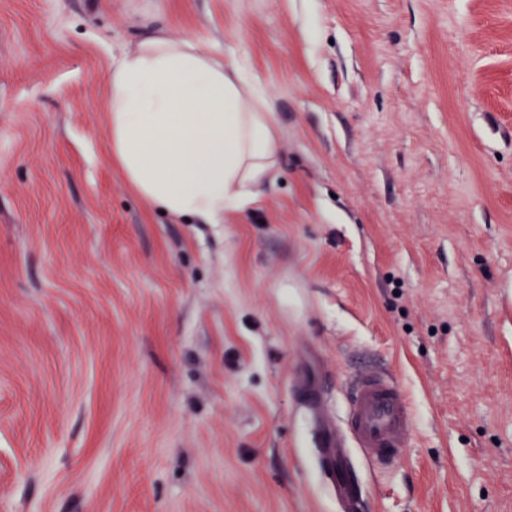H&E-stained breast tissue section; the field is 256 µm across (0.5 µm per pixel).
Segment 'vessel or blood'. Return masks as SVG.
I'll list each match as a JSON object with an SVG mask.
<instances>
[{
  "instance_id": "obj_1",
  "label": "vessel or blood",
  "mask_w": 512,
  "mask_h": 512,
  "mask_svg": "<svg viewBox=\"0 0 512 512\" xmlns=\"http://www.w3.org/2000/svg\"><path fill=\"white\" fill-rule=\"evenodd\" d=\"M412 430V414L392 375L383 369L355 372L347 388L342 424L318 418L316 445L320 469L343 512H357L358 496L343 473L350 455L389 465L399 459Z\"/></svg>"
}]
</instances>
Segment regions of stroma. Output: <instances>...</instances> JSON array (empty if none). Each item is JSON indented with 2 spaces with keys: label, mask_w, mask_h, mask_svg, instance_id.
I'll use <instances>...</instances> for the list:
<instances>
[{
  "label": "stroma",
  "mask_w": 512,
  "mask_h": 512,
  "mask_svg": "<svg viewBox=\"0 0 512 512\" xmlns=\"http://www.w3.org/2000/svg\"><path fill=\"white\" fill-rule=\"evenodd\" d=\"M159 19L275 106L220 224L148 211L98 112ZM387 369L360 512H512V0H0V512H339L301 388Z\"/></svg>",
  "instance_id": "stroma-1"
}]
</instances>
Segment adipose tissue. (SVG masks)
<instances>
[{"instance_id":"ef3b65f1","label":"adipose tissue","mask_w":512,"mask_h":512,"mask_svg":"<svg viewBox=\"0 0 512 512\" xmlns=\"http://www.w3.org/2000/svg\"><path fill=\"white\" fill-rule=\"evenodd\" d=\"M102 112L110 163L178 220L223 223L278 169L273 105L247 64L161 28L113 57Z\"/></svg>"}]
</instances>
